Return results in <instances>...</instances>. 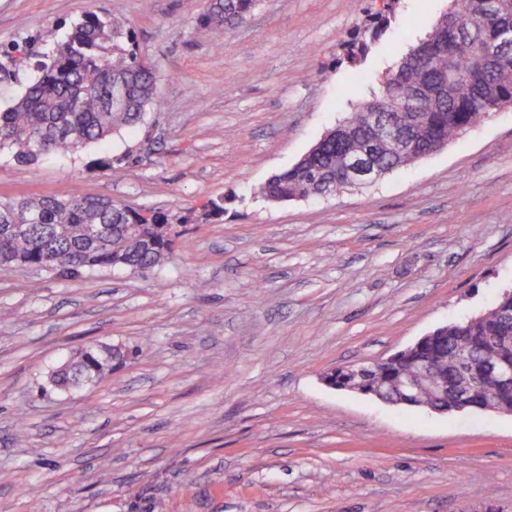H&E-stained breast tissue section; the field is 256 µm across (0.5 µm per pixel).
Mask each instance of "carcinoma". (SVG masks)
<instances>
[{
    "mask_svg": "<svg viewBox=\"0 0 512 512\" xmlns=\"http://www.w3.org/2000/svg\"><path fill=\"white\" fill-rule=\"evenodd\" d=\"M257 0H208L199 31L215 25L243 22ZM394 0H385L376 25L349 44L347 59L355 64L388 22ZM449 12L469 26V34L454 41L437 22L428 36L413 46L396 71L387 74L383 90L357 106L342 120L345 137L321 139L293 167L272 176L261 188L270 202L338 193L346 186L334 177L345 152H371L392 172L424 158L481 121L499 105L512 104V50L490 55L487 38L512 28V0H453ZM129 36L119 18L89 13L74 24L64 40L45 35L44 52L31 45L3 51L15 67L33 66L37 76L16 104L0 111V151L21 163L46 153H70L106 140L121 129L136 127L145 112L159 102L156 76L128 46ZM380 105L405 123L413 151L393 154L372 142L366 111ZM90 224L100 226L97 238H87ZM175 245L172 224L162 212L144 217L117 203L74 191L64 197H22L0 201V264L23 260L66 276L107 268L148 271L160 265ZM512 333V293L500 294L482 316L448 324L447 336L414 357L394 362L383 373H357L337 367L326 378L343 391L398 393L394 381L414 378L422 402L438 395V382L468 388L475 400L512 408V390L492 380L461 377V357L478 363L489 355L487 339ZM121 354L102 346L74 352L55 371L50 383L68 389L92 381L120 361Z\"/></svg>",
    "mask_w": 512,
    "mask_h": 512,
    "instance_id": "obj_1",
    "label": "carcinoma"
}]
</instances>
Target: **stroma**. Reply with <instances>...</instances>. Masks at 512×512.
I'll return each instance as SVG.
<instances>
[{
  "label": "stroma",
  "mask_w": 512,
  "mask_h": 512,
  "mask_svg": "<svg viewBox=\"0 0 512 512\" xmlns=\"http://www.w3.org/2000/svg\"><path fill=\"white\" fill-rule=\"evenodd\" d=\"M450 0H258L196 27L206 0H0V46L120 16L160 104L132 132L21 164L0 198L77 191L197 214L146 273L0 266V512H512V416L436 414L327 387L489 309L512 288V106L436 153L333 197L268 202L296 163ZM225 197L222 220L202 221ZM86 345L125 364L60 391ZM392 2H394V0L383 1L384 9L379 11L376 25L372 28H366L363 31L361 38L356 39L349 44L347 49V59L351 64H356L369 49V43L375 42V40L380 36L383 28L388 22L387 14L391 11Z\"/></svg>",
  "instance_id": "stroma-1"
}]
</instances>
